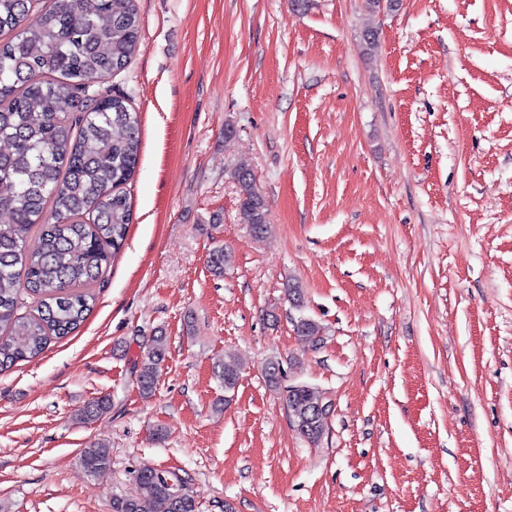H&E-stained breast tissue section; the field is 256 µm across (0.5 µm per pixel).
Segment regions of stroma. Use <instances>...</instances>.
<instances>
[{
    "mask_svg": "<svg viewBox=\"0 0 512 512\" xmlns=\"http://www.w3.org/2000/svg\"><path fill=\"white\" fill-rule=\"evenodd\" d=\"M137 6L106 83L141 114L132 222L79 330L0 371V512H112L145 464L188 480L198 512H512V0ZM160 335L145 396L136 358ZM291 384L328 406L319 443L289 421ZM91 442L106 476L78 463ZM235 178L240 185L239 212L241 222L251 224L253 231L263 234L267 230V205L265 198L256 188L250 170L244 166L235 172Z\"/></svg>",
    "mask_w": 512,
    "mask_h": 512,
    "instance_id": "35a3bbf8",
    "label": "stroma"
}]
</instances>
